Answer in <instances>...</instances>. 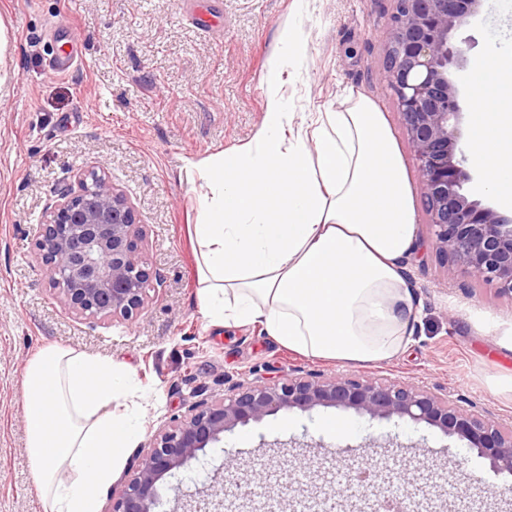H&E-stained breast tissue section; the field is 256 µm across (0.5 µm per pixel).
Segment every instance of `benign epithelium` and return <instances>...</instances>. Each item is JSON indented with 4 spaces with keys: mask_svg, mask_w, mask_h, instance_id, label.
<instances>
[{
    "mask_svg": "<svg viewBox=\"0 0 512 512\" xmlns=\"http://www.w3.org/2000/svg\"><path fill=\"white\" fill-rule=\"evenodd\" d=\"M483 0H392L385 78L414 152L433 245L447 276L468 273L512 295V217L464 193L479 191L462 147L459 90L471 45L452 32ZM80 191H64L34 228L33 250L49 292L81 319L132 321L160 280L143 259L138 215L102 164L79 173ZM340 406L390 418L408 416L467 439L496 470L512 472V426L466 410L412 383L342 374L290 376L272 384H235L218 401L202 399L141 450L134 476L112 494V512H155L166 474L220 441L239 423L282 409ZM376 500L373 512H409L421 487Z\"/></svg>",
    "mask_w": 512,
    "mask_h": 512,
    "instance_id": "1",
    "label": "benign epithelium"
}]
</instances>
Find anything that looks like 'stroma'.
<instances>
[{"label":"stroma","mask_w":512,"mask_h":512,"mask_svg":"<svg viewBox=\"0 0 512 512\" xmlns=\"http://www.w3.org/2000/svg\"><path fill=\"white\" fill-rule=\"evenodd\" d=\"M0 0V512H43L27 452L23 373L29 359L58 344L125 365L126 403L143 433L112 482L138 465V450L188 407L223 397L232 384L286 376L348 374L409 382L512 424V297L468 273L448 279L435 254L420 175L402 116L382 78L390 0ZM297 25L306 55L288 69L289 111L338 108L348 93L384 112L406 165L419 247L409 279L421 319L407 350L351 365L288 351L264 326L208 324L200 313L188 226L199 183L187 159L249 143L265 107L262 79L286 25ZM512 0H484L455 33L473 44L471 61L503 48ZM76 56L64 76L52 59ZM105 165L146 230L142 255L160 276L133 322H88L64 310L46 288L32 250L33 224L61 191L77 190L81 169ZM346 422L344 442L320 424ZM237 467L225 471V459ZM418 479L436 473L443 494L418 512H512V473L493 472L467 440L410 418L371 417L351 408L281 410L225 431L197 460L160 486L163 512H189L198 489L233 492L266 466L282 472L279 499L336 497L339 512L369 508L384 487L347 491L364 463ZM469 488L457 500L460 488Z\"/></svg>","instance_id":"35a3bbf8"}]
</instances>
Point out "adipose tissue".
Segmentation results:
<instances>
[{"instance_id": "adipose-tissue-1", "label": "adipose tissue", "mask_w": 512, "mask_h": 512, "mask_svg": "<svg viewBox=\"0 0 512 512\" xmlns=\"http://www.w3.org/2000/svg\"><path fill=\"white\" fill-rule=\"evenodd\" d=\"M305 50L284 28L253 141L194 168L202 316L263 325L291 351L366 363L407 349L421 311L407 276L416 245L412 190L384 113L367 98L297 118L280 93ZM512 71L502 50L469 75L477 116L465 146L484 190L512 210V113L487 94ZM131 376L112 360L53 345L23 375L27 451L43 512H99L102 492L142 428L114 409Z\"/></svg>"}]
</instances>
